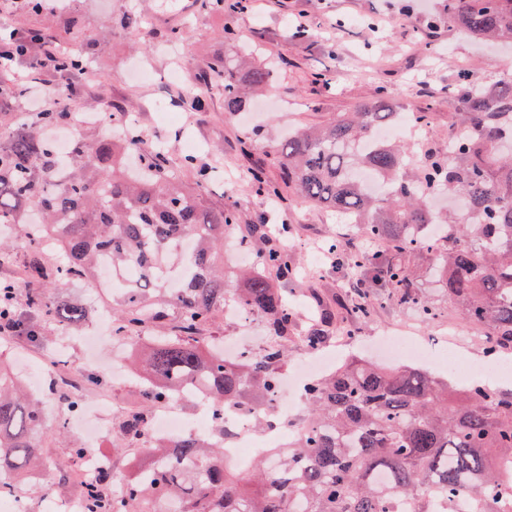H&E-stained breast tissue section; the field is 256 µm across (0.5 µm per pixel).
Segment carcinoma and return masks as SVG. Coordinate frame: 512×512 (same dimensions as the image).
Masks as SVG:
<instances>
[{"mask_svg":"<svg viewBox=\"0 0 512 512\" xmlns=\"http://www.w3.org/2000/svg\"><path fill=\"white\" fill-rule=\"evenodd\" d=\"M448 15L476 39L512 40V0H448ZM43 38L35 26L23 34L0 26L14 60H27L35 70L40 61L29 58L28 48ZM86 54L77 46L47 64L75 72ZM274 78V67L260 66L243 81L237 66L222 60L206 76L222 87L224 110L231 113ZM18 101V89L0 78V226L19 229L27 244L23 269L30 272L25 283L0 280V326L34 344L41 339L36 318L78 327L88 310L60 298L55 288L94 277L99 259L108 256L136 274L123 293L114 334L158 332L136 365L151 387L142 406L119 422L123 440L143 437L148 412L189 389L217 409L256 411L272 401L290 331L301 318L272 281L298 275L284 246L292 225L273 232L266 224H243L235 202L204 207L200 188L210 171L200 169L192 189L153 149L129 170L121 155L145 141L131 126L119 140L78 135L61 158L41 130L72 123L62 109L67 99L40 112H18ZM448 105L465 132L449 144L451 159L406 143L367 146L377 128L396 119L380 97L277 139L269 153L278 181L269 182L261 169L250 179L274 194L291 188L297 198L344 216L361 237L386 240L388 254L352 252L334 240L328 247L392 289L424 324L438 309L422 295L402 255L437 253L448 301L486 332L490 349L512 350V140L498 143L501 118H512V75L490 84L464 75ZM435 192L456 194L463 209L433 211ZM233 232L255 255V267L239 269L241 288L229 287L215 265L224 235ZM44 240L63 249L64 265L46 269ZM170 256L189 271L174 293L163 286ZM230 301L259 318L267 337L260 352L241 362L225 359L205 336ZM343 315L357 323L372 320L374 309L360 286H352ZM335 319L333 307L323 308L300 344L317 348ZM305 402L308 414L292 440L246 475L226 467L214 438L195 435L142 446L148 462L133 469L117 494L109 474L96 481L66 476L63 483L86 500L88 512H399L404 498L414 500L412 512H432L436 500L454 512L459 495L469 497L470 512H502L499 493L512 485L511 393L485 384L456 390L416 366L352 358L307 386ZM43 423L39 406L0 367V496L23 487L22 477L42 463Z\"/></svg>","mask_w":512,"mask_h":512,"instance_id":"obj_1","label":"carcinoma"}]
</instances>
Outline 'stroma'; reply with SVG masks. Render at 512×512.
Returning a JSON list of instances; mask_svg holds the SVG:
<instances>
[{"instance_id": "1", "label": "stroma", "mask_w": 512, "mask_h": 512, "mask_svg": "<svg viewBox=\"0 0 512 512\" xmlns=\"http://www.w3.org/2000/svg\"><path fill=\"white\" fill-rule=\"evenodd\" d=\"M406 5L407 0H252L243 12L221 14L210 10L207 0H77L80 28L55 20L45 25L44 34L49 41L91 49L83 71L66 79L73 87L70 111L139 113L142 135L163 145L175 161L181 157L182 132L191 129L200 144L195 154L198 167L211 171L206 206L217 209L235 202L243 223L294 225L288 248L300 263V276L281 288L289 303L308 317L318 310L313 287H320L330 299L366 277L363 270L334 266L319 257L317 249L328 237L372 251L382 244L361 239L341 216L296 199L291 191L277 199L244 180V173L257 167L265 168L268 180H276V169L268 165L267 140L299 124H319L336 113L355 111L383 90L396 111L428 113V122L412 135V143L444 150L449 136L459 129L448 96L460 76L490 83L512 73V46L462 34L448 17V0H429L426 8L414 12ZM128 15L135 17V24H125ZM301 15L307 18V32L298 37L293 23ZM174 27L184 31L175 44L168 40ZM245 49L252 53L251 64L273 65L277 76L241 114L225 112L223 92L206 83L187 81L181 91H174L171 69L181 68L187 77L197 75L214 61ZM193 95L201 97L204 111L192 112L188 99ZM159 101L169 111L187 115L188 127L158 122L153 106ZM408 265L420 291L438 307L437 323H419L411 309L390 298L388 289L373 285L370 299L381 307L377 317L361 324L337 322L322 354L337 361L377 360L380 340L391 328L409 327L434 345L441 341L438 323L450 321L464 364L481 369L487 357L484 343L468 340V324L439 288L436 255H411ZM42 332L44 340L37 346L18 337L0 339V356L10 359L14 373L35 389L45 413L48 435L40 444L47 463L24 488L29 512L60 502L58 464L67 458L69 446L81 440L75 428L56 417L53 396L38 386L29 366L56 354L65 342L70 367L99 380L86 393V403H137L144 387L135 372L116 380L111 370L113 356L126 359L143 348L142 333L131 334L118 347L92 353L82 346V332L48 324Z\"/></svg>"}]
</instances>
